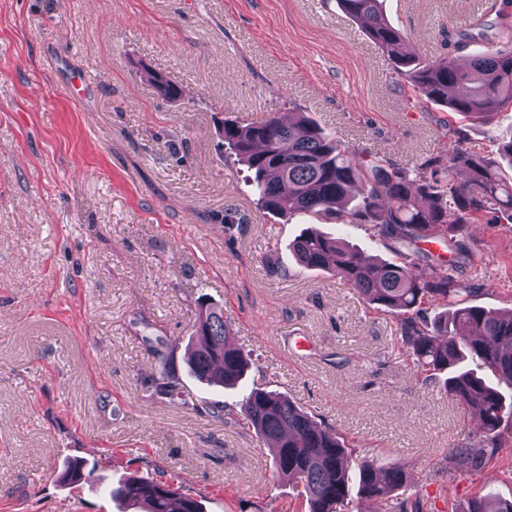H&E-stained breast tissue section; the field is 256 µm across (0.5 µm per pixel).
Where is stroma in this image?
Segmentation results:
<instances>
[{"instance_id": "35a3bbf8", "label": "stroma", "mask_w": 512, "mask_h": 512, "mask_svg": "<svg viewBox=\"0 0 512 512\" xmlns=\"http://www.w3.org/2000/svg\"><path fill=\"white\" fill-rule=\"evenodd\" d=\"M490 3L383 7L428 57L444 29L477 22L469 53L501 45ZM76 72L90 80L80 97ZM269 112L309 113L345 149L404 165L450 128L479 155L512 140L510 107L484 126L421 99L338 0H0V512H142L102 484L57 482L72 458L110 483L162 470L204 512H304L268 446L214 415L255 387L288 393L359 460L403 463L398 497L423 512L512 499V437L490 465L449 475V448L479 422L413 367L396 316L295 264L289 246L312 225L366 258L397 255L373 225L262 207L219 129ZM459 238L475 305L512 311V223ZM202 294L250 355L236 389L186 371ZM162 351L185 400L156 390Z\"/></svg>"}]
</instances>
